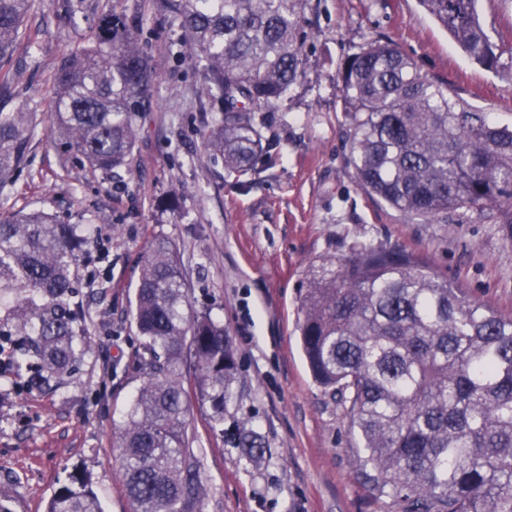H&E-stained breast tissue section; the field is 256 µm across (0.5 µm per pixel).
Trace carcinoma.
<instances>
[{
  "mask_svg": "<svg viewBox=\"0 0 512 512\" xmlns=\"http://www.w3.org/2000/svg\"><path fill=\"white\" fill-rule=\"evenodd\" d=\"M477 0H420L473 62L501 65ZM307 0H154L179 21L183 57L203 63L219 118L206 161L244 184L263 144L267 112L301 76ZM33 0H0V96L20 78L14 55L38 45L22 27ZM137 29L100 18L94 41L54 71L53 135L80 165L111 176L129 164L141 105L155 90ZM347 162L362 190L432 221L448 211L496 212L512 224V124H502L421 74L390 40H374L339 67ZM34 114L0 112V185L27 166ZM80 224L40 210L0 212V339L23 337L36 361L17 362L38 386L68 369L84 335L74 269ZM303 350L314 380L340 397L362 439L355 465L405 512H512V317L469 298L415 254L359 243L313 266L301 295ZM132 316L149 358L121 435L123 477L135 512H194L201 457L186 414L195 399L215 423L233 396L238 361L224 324L190 311L176 249L149 247ZM251 459L258 436L234 434ZM46 512H103L89 479L74 475Z\"/></svg>",
  "mask_w": 512,
  "mask_h": 512,
  "instance_id": "cac0c4a2",
  "label": "carcinoma"
}]
</instances>
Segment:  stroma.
Here are the masks:
<instances>
[{
	"label": "stroma",
	"mask_w": 512,
	"mask_h": 512,
	"mask_svg": "<svg viewBox=\"0 0 512 512\" xmlns=\"http://www.w3.org/2000/svg\"><path fill=\"white\" fill-rule=\"evenodd\" d=\"M111 9L138 29L158 76L131 163L113 180L66 162L49 108L56 65ZM479 12L503 53L495 71L472 62L419 0H308L304 76L276 109L258 114L271 154L240 188L225 180L222 161L199 158L216 112L198 67L180 52L181 29L152 0H34L26 25L38 30V47L13 58L21 78L10 106L36 113L38 133L28 171L0 191V208L93 227L75 283L90 343L72 369L38 387L0 355V499L12 512H46L74 472L91 477L104 512H132L119 443L146 353L131 303L156 239L177 248L193 310L223 321L239 363L223 430L212 429L209 406L192 403L187 416L202 458L197 512H403L354 465L359 433L309 372L298 307L311 266L363 242L412 251L512 316V226L486 211L430 223L365 193L346 160L336 96L343 59L388 38L422 74L512 122V0H479ZM236 427L259 435L260 460L229 439Z\"/></svg>",
	"instance_id": "stroma-1"
}]
</instances>
